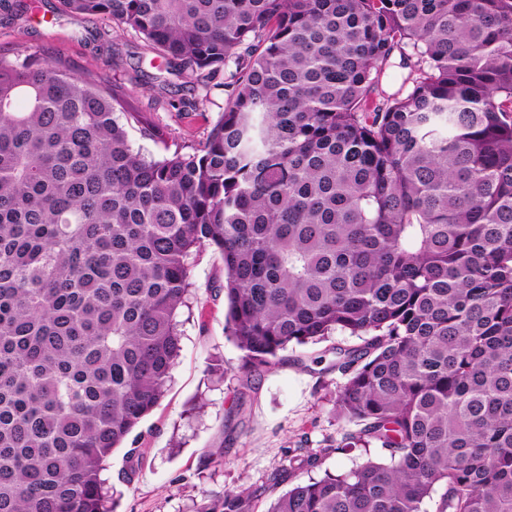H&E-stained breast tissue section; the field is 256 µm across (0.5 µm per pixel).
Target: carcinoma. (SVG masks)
Listing matches in <instances>:
<instances>
[{
    "instance_id": "cac0c4a2",
    "label": "carcinoma",
    "mask_w": 512,
    "mask_h": 512,
    "mask_svg": "<svg viewBox=\"0 0 512 512\" xmlns=\"http://www.w3.org/2000/svg\"><path fill=\"white\" fill-rule=\"evenodd\" d=\"M180 74H224L202 147L147 159L119 94L0 54V512H113L165 394L193 250L224 259L246 377L343 332L355 426L210 512H512V0H59ZM404 93L381 76L395 53ZM366 459L367 456L359 450L333 453L323 459L320 467L315 468L308 473L299 474L297 477H292L291 479L287 478L284 482H281L276 486V488L270 489L263 498L259 510H266V506L271 500L288 491L291 486L299 481H307L309 478L319 479L324 475L325 470L332 473L345 472L356 465H359Z\"/></svg>"
}]
</instances>
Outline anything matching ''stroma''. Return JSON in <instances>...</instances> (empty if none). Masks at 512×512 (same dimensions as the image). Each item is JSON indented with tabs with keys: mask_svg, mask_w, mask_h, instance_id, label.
Listing matches in <instances>:
<instances>
[{
	"mask_svg": "<svg viewBox=\"0 0 512 512\" xmlns=\"http://www.w3.org/2000/svg\"><path fill=\"white\" fill-rule=\"evenodd\" d=\"M17 47L113 85L133 113L128 140L148 157L200 147L227 103L223 75L188 82L133 30L62 12L59 0H0V50ZM182 98L196 100V109L173 108ZM190 263L193 286L178 317L181 352L168 391L103 473L115 512H208L224 489L262 484L288 467L295 449L326 447L347 428L333 414L343 375L311 359L331 361V347L355 344V337L336 332L288 347L276 364L245 379L241 353L224 330V260L210 247ZM131 448L137 459L129 458Z\"/></svg>",
	"mask_w": 512,
	"mask_h": 512,
	"instance_id": "obj_1",
	"label": "stroma"
}]
</instances>
